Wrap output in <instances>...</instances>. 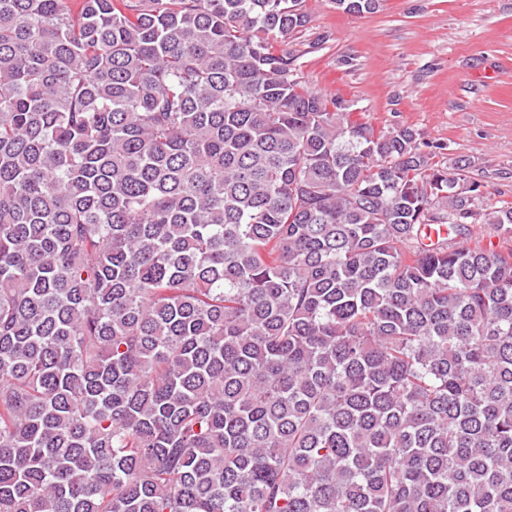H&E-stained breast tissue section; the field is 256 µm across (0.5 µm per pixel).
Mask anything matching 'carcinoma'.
<instances>
[{
	"label": "carcinoma",
	"mask_w": 512,
	"mask_h": 512,
	"mask_svg": "<svg viewBox=\"0 0 512 512\" xmlns=\"http://www.w3.org/2000/svg\"><path fill=\"white\" fill-rule=\"evenodd\" d=\"M309 22L0 0V512H512V204Z\"/></svg>",
	"instance_id": "carcinoma-1"
}]
</instances>
